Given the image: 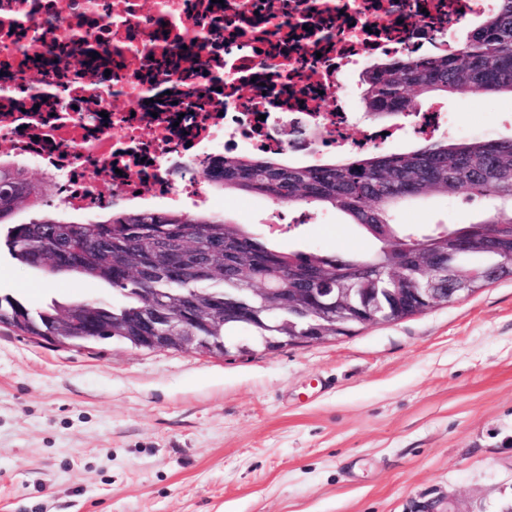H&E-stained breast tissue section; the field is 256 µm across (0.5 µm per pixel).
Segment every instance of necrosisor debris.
Instances as JSON below:
<instances>
[{
    "mask_svg": "<svg viewBox=\"0 0 512 512\" xmlns=\"http://www.w3.org/2000/svg\"><path fill=\"white\" fill-rule=\"evenodd\" d=\"M0 0V155L35 166L64 211L210 209L189 171L243 146L320 162L274 121L336 155L395 138L364 124L349 142L356 75L400 55L448 52L498 0ZM122 98L127 111L112 109Z\"/></svg>",
    "mask_w": 512,
    "mask_h": 512,
    "instance_id": "4bbe7bcc",
    "label": "necrosis or debris"
}]
</instances>
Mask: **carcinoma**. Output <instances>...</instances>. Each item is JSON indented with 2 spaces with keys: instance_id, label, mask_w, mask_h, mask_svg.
Instances as JSON below:
<instances>
[{
  "instance_id": "obj_1",
  "label": "carcinoma",
  "mask_w": 512,
  "mask_h": 512,
  "mask_svg": "<svg viewBox=\"0 0 512 512\" xmlns=\"http://www.w3.org/2000/svg\"><path fill=\"white\" fill-rule=\"evenodd\" d=\"M361 104L377 120L413 109L409 92L512 95V0L496 15L452 43L439 57L397 58L368 71ZM207 180L226 191L262 196L278 206L317 205L346 215L372 242L365 254L283 251L247 227L215 213L129 211L99 207L104 220L75 222L46 210V188L24 168H0V229L13 259L47 274L67 267L77 277L102 281L119 301L105 306L95 335H137L148 293H169L175 309L221 319L199 331L235 348L228 335L240 329L239 312L250 309L252 338L266 348L288 335L266 318L251 293L263 280L270 288H394L393 274H431L432 287L448 296V266L469 263L479 276L467 287L483 288L512 278L501 264L512 254V139L427 137L410 151L373 147L344 160L295 165L279 153H226L211 160ZM489 203L484 218L448 224L421 237L394 220L400 203L460 189ZM26 223L14 222L19 208ZM59 306L33 308L0 294V324L48 329Z\"/></svg>"
}]
</instances>
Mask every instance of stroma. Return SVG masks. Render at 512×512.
Instances as JSON below:
<instances>
[{
    "label": "stroma",
    "mask_w": 512,
    "mask_h": 512,
    "mask_svg": "<svg viewBox=\"0 0 512 512\" xmlns=\"http://www.w3.org/2000/svg\"><path fill=\"white\" fill-rule=\"evenodd\" d=\"M447 135L512 138V95L439 96ZM215 213L285 250L361 253L332 210L212 188ZM460 191L401 224L478 220ZM0 294L109 302L0 250ZM512 504V281L351 336L218 358L0 325V512H503Z\"/></svg>",
    "instance_id": "stroma-1"
}]
</instances>
